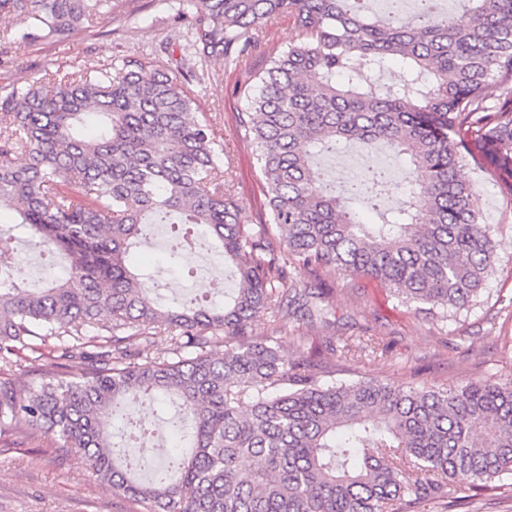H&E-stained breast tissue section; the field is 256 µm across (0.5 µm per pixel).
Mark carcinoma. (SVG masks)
I'll use <instances>...</instances> for the list:
<instances>
[{
	"mask_svg": "<svg viewBox=\"0 0 512 512\" xmlns=\"http://www.w3.org/2000/svg\"><path fill=\"white\" fill-rule=\"evenodd\" d=\"M196 54L239 63L248 30L280 14L295 38L262 56L236 133L265 181L262 221L240 223L224 192L215 125L165 65L128 56L0 95V206L64 260L38 289L15 284V236L0 229V439L78 455L92 476L148 512H426L481 493L512 495V378L403 388L343 382L336 276L374 279L443 323L478 303L495 270L492 225L459 179L470 164L512 197V0H465L457 24L436 0L381 15L368 0H186ZM116 0H0V41L62 43L112 18ZM397 60V83L372 76ZM505 90L494 106L493 88ZM408 157L409 185L367 166L327 180L315 166L344 146ZM397 207L381 209L388 191ZM360 200L378 221L360 222ZM171 220L167 256L211 239L237 280L224 306L160 308L130 264L142 226ZM270 313L266 333L255 322ZM290 323L321 345L281 354ZM178 334L151 357L158 336ZM359 351L382 361L385 344ZM52 356L50 364L44 358ZM149 395L177 408L182 448L168 466L126 455L145 434L112 413Z\"/></svg>",
	"mask_w": 512,
	"mask_h": 512,
	"instance_id": "obj_1",
	"label": "carcinoma"
}]
</instances>
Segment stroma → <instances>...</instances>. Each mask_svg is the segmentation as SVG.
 <instances>
[{
	"label": "stroma",
	"instance_id": "obj_1",
	"mask_svg": "<svg viewBox=\"0 0 512 512\" xmlns=\"http://www.w3.org/2000/svg\"><path fill=\"white\" fill-rule=\"evenodd\" d=\"M174 12L157 0H120L112 18L75 40L32 47L15 41L0 45V88L36 79L54 82L57 74H81L87 68L124 56L149 61L166 59L171 75L195 97L220 132L229 169L224 188L242 209L241 221H258L263 180L253 148L235 132L236 114L255 87L251 63L237 67L213 59L199 63L190 55L191 34L173 19ZM389 160L404 186L409 162L391 156L381 145L354 143L339 154L320 158L318 166L330 178L350 177L365 165ZM462 178L479 192L484 223L493 225L497 270L485 284L481 305L459 320L439 327L415 313L379 283L359 279L335 282L336 331L346 336L365 332L383 338L390 357L383 363L358 359L337 362L336 377L354 381L378 377L402 386L441 387L470 379L503 380L512 375V316L501 302L512 297V198L502 195L486 168L469 166ZM167 241L157 227L145 231L133 259L149 268L160 303L192 296L206 281L185 280L179 267L165 258ZM0 512H146L142 503L116 497L110 485L91 481L79 460L60 461L39 449L0 443Z\"/></svg>",
	"mask_w": 512,
	"mask_h": 512
}]
</instances>
